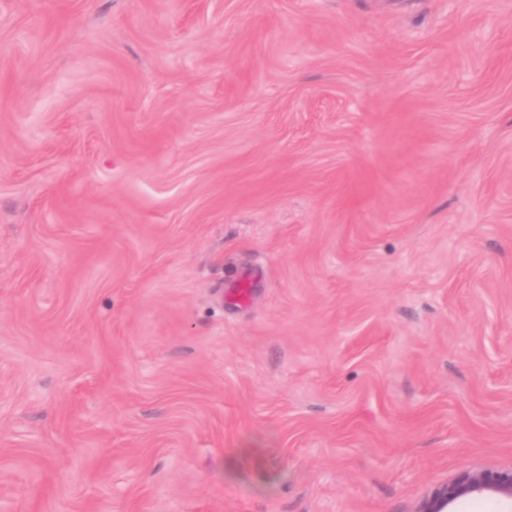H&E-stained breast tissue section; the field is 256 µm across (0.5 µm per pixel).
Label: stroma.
<instances>
[{"label": "stroma", "instance_id": "obj_1", "mask_svg": "<svg viewBox=\"0 0 512 512\" xmlns=\"http://www.w3.org/2000/svg\"><path fill=\"white\" fill-rule=\"evenodd\" d=\"M510 464L512 0H0V512Z\"/></svg>", "mask_w": 512, "mask_h": 512}]
</instances>
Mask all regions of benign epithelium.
Listing matches in <instances>:
<instances>
[{"label": "benign epithelium", "mask_w": 512, "mask_h": 512, "mask_svg": "<svg viewBox=\"0 0 512 512\" xmlns=\"http://www.w3.org/2000/svg\"><path fill=\"white\" fill-rule=\"evenodd\" d=\"M474 497L493 498L512 506V466L464 469L436 487L419 512H451V507L458 501Z\"/></svg>", "instance_id": "1"}]
</instances>
